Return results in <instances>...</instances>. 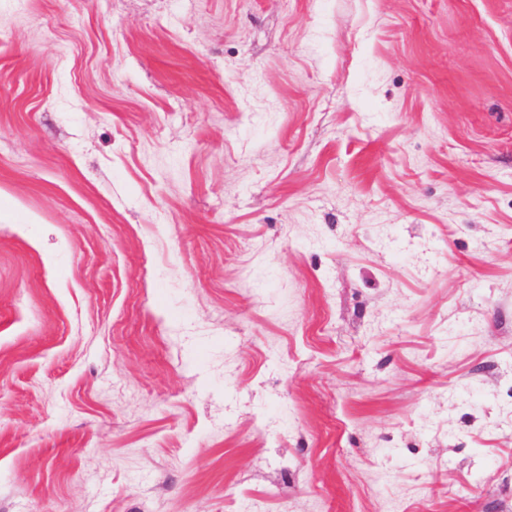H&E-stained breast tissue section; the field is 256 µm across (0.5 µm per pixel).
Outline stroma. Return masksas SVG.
I'll return each instance as SVG.
<instances>
[{
    "mask_svg": "<svg viewBox=\"0 0 512 512\" xmlns=\"http://www.w3.org/2000/svg\"><path fill=\"white\" fill-rule=\"evenodd\" d=\"M0 512H512V0H0Z\"/></svg>",
    "mask_w": 512,
    "mask_h": 512,
    "instance_id": "1",
    "label": "stroma"
}]
</instances>
